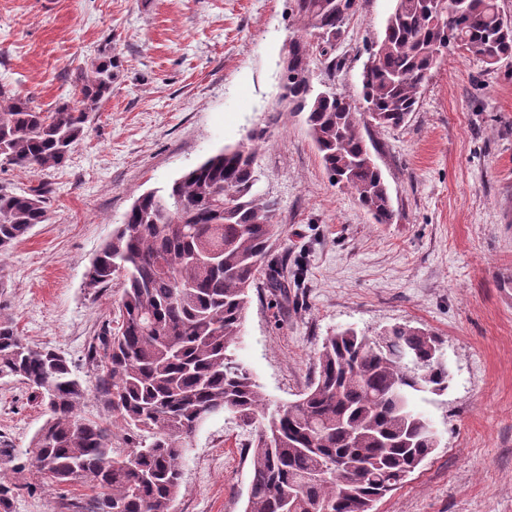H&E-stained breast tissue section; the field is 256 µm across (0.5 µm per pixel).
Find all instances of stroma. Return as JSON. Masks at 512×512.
I'll list each match as a JSON object with an SVG mask.
<instances>
[{"label": "stroma", "mask_w": 512, "mask_h": 512, "mask_svg": "<svg viewBox=\"0 0 512 512\" xmlns=\"http://www.w3.org/2000/svg\"><path fill=\"white\" fill-rule=\"evenodd\" d=\"M394 0H358L334 47L315 51L314 90L361 101V73ZM293 0H0V81L50 112L104 49L120 60L111 96L92 112L64 166L0 169L25 190L49 182V219L0 258V302L31 344L63 353L87 390L78 412L128 430L97 392L88 349L115 318L118 287L85 270L142 193L162 188L258 125L261 193L276 199L271 253L283 287L250 290L233 349L271 405L298 399L326 336L410 324L437 335L447 392L413 408L438 445L372 512H512V57L486 65L462 51L432 69L416 112L365 139L396 218L375 223L333 185L300 114L272 111ZM46 419L31 389L0 380V483L21 485L0 512H61L82 495L30 464ZM250 429L208 416L185 453L171 512H244Z\"/></svg>", "instance_id": "stroma-1"}]
</instances>
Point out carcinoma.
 I'll return each instance as SVG.
<instances>
[{
    "instance_id": "obj_1",
    "label": "carcinoma",
    "mask_w": 512,
    "mask_h": 512,
    "mask_svg": "<svg viewBox=\"0 0 512 512\" xmlns=\"http://www.w3.org/2000/svg\"><path fill=\"white\" fill-rule=\"evenodd\" d=\"M356 0H293L301 34L292 37L294 71L283 94L303 114L332 183L350 191L377 224L392 202L363 134L368 124L399 127L416 111L437 60L457 49L492 65L512 56V23L497 0H395L374 65L362 77L364 105L310 82L315 41L333 45ZM116 55L76 77V99L52 112L0 83V167L63 166L90 113L112 94ZM226 146L172 185L139 196L85 275L93 288L121 277L117 327L89 354L98 393L133 434L125 453L108 428L83 418L87 390L59 352L20 336L0 305V379L37 390L48 418L29 449L32 466L55 485L80 484L88 498L68 512H170L181 462L203 420L229 412L252 427V472L245 512H371L437 447L433 422L411 408L419 394L440 396L450 372L440 339L408 324L374 336L347 327L326 337L314 377L293 404L274 409L231 352L242 336L248 290L277 234V201L257 190L258 149ZM49 184L17 192L0 185V256L47 221ZM341 462L332 470L329 464Z\"/></svg>"
}]
</instances>
